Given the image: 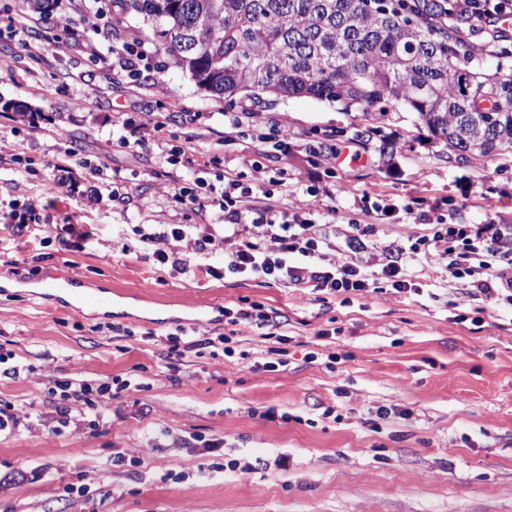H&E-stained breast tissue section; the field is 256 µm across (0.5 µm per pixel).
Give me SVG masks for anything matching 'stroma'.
I'll return each instance as SVG.
<instances>
[{"mask_svg": "<svg viewBox=\"0 0 512 512\" xmlns=\"http://www.w3.org/2000/svg\"><path fill=\"white\" fill-rule=\"evenodd\" d=\"M53 13L70 25L0 0V409L21 413L0 431V512H512V304L470 296L432 244L440 221L512 225V153L458 164L406 107L367 137L361 113L310 97L238 100L229 128L224 101L168 63L151 23L113 0H56ZM134 41L147 56L129 69L116 49ZM155 118L163 130L139 145ZM188 142L197 162L175 156ZM335 147L360 162L337 164ZM228 168L255 206L259 181L288 210L319 189L322 265L356 262L377 292L159 263L158 251L200 258L177 238L141 242L142 225L196 224L225 251L263 236L246 220L225 237L211 191ZM389 249L409 294L381 277ZM59 271L110 307L74 306ZM254 302L277 329L224 315ZM180 327L193 346L176 356ZM273 347L285 365L270 367ZM116 378L130 387L106 418L60 422V384ZM155 427L170 432L158 445ZM195 435L219 451L190 447Z\"/></svg>", "mask_w": 512, "mask_h": 512, "instance_id": "1", "label": "stroma"}]
</instances>
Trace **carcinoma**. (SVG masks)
<instances>
[{"mask_svg":"<svg viewBox=\"0 0 512 512\" xmlns=\"http://www.w3.org/2000/svg\"><path fill=\"white\" fill-rule=\"evenodd\" d=\"M151 21L159 49L212 96L233 104L312 97L361 112L404 105L446 142L454 161L512 150V47L462 35L471 17L451 0H115ZM44 23L53 0H22Z\"/></svg>","mask_w":512,"mask_h":512,"instance_id":"cac0c4a2","label":"carcinoma"}]
</instances>
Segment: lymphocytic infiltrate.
<instances>
[{
    "label": "lymphocytic infiltrate",
    "mask_w": 512,
    "mask_h": 512,
    "mask_svg": "<svg viewBox=\"0 0 512 512\" xmlns=\"http://www.w3.org/2000/svg\"><path fill=\"white\" fill-rule=\"evenodd\" d=\"M240 175L234 170L224 172V188L218 206L230 219L239 221L253 218L255 223L266 225L271 239L279 249L269 252L259 241L239 243L224 259V268L232 273H253L293 288H309L327 295L370 292L372 285L351 262L319 268L314 264L320 255L321 242L313 232V223L306 209L288 212L269 205L260 209L248 206L249 189L243 188ZM502 233H494L491 240L475 243L469 225L451 224L444 232L435 234L433 243L441 256L459 254L465 268L449 264L453 277L467 275L471 286L485 297H495L512 303V248L501 249ZM105 386L87 385L71 389L63 385L60 392L61 414H69L72 407L83 406L105 416L111 406Z\"/></svg>",
    "instance_id": "1"
}]
</instances>
